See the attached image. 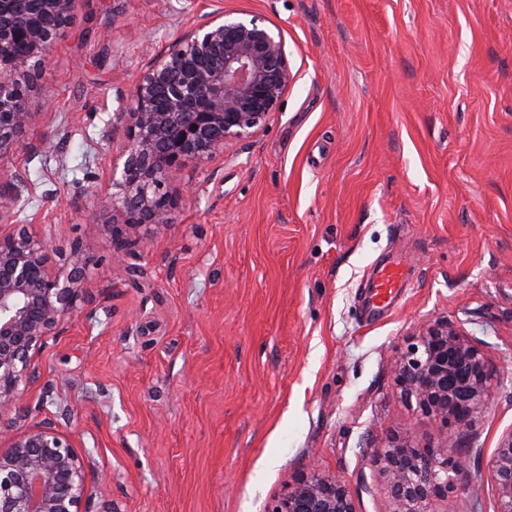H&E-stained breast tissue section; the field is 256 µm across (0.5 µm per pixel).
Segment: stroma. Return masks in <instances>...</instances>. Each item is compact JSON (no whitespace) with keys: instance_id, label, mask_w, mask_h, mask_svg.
<instances>
[{"instance_id":"obj_1","label":"stroma","mask_w":512,"mask_h":512,"mask_svg":"<svg viewBox=\"0 0 512 512\" xmlns=\"http://www.w3.org/2000/svg\"><path fill=\"white\" fill-rule=\"evenodd\" d=\"M280 31L294 81L229 156L186 161L167 235L112 273L86 211L142 74L218 12ZM16 220L88 260L90 303L36 357L23 414L74 435L93 512H271L316 462L356 512H387L390 439L459 437L456 512H496L489 460L512 429V0H77L31 92ZM405 283L366 320L374 270ZM459 325L502 377L464 436L401 395L392 364L430 321Z\"/></svg>"}]
</instances>
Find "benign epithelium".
I'll return each instance as SVG.
<instances>
[{
    "instance_id": "7a95c632",
    "label": "benign epithelium",
    "mask_w": 512,
    "mask_h": 512,
    "mask_svg": "<svg viewBox=\"0 0 512 512\" xmlns=\"http://www.w3.org/2000/svg\"><path fill=\"white\" fill-rule=\"evenodd\" d=\"M77 0H0V156L18 153L20 135L35 120L27 93L71 19ZM294 80L281 33L250 20L204 23L179 39L140 78L127 113L122 167L112 166V193L101 208L126 213L112 225L116 271L126 272V246L144 234L164 235L172 225L181 166L224 155L258 133ZM87 258L71 248L69 263L47 267V242L19 229L0 238V512H87L93 493L85 457L75 437L51 421L23 431L3 417L23 408L25 387L37 375L32 365L48 339L91 301ZM393 372L401 393L428 415L452 421L465 435L474 415L488 405L497 371L484 347L461 327L435 320L400 352ZM374 463L387 478L388 512H436L466 459L449 440L439 448L392 441ZM498 496L497 512H512V430L501 435L489 460ZM272 512H355L344 481L317 464L288 483Z\"/></svg>"
}]
</instances>
